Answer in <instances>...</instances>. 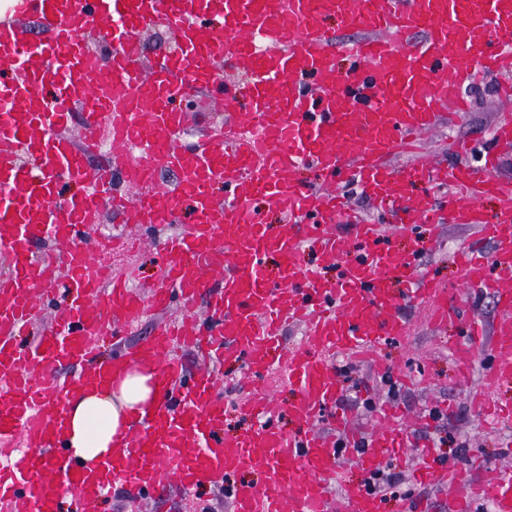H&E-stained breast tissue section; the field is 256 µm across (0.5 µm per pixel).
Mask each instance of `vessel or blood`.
I'll use <instances>...</instances> for the list:
<instances>
[{
    "instance_id": "obj_1",
    "label": "vessel or blood",
    "mask_w": 512,
    "mask_h": 512,
    "mask_svg": "<svg viewBox=\"0 0 512 512\" xmlns=\"http://www.w3.org/2000/svg\"><path fill=\"white\" fill-rule=\"evenodd\" d=\"M31 16L42 38L25 31ZM329 17L359 38L339 39L325 26ZM96 20L112 46L107 63L78 39ZM154 22L179 51L150 66L135 32ZM258 38L265 49L255 48ZM340 50L353 60L343 77ZM224 60L248 82L223 78ZM5 69L13 77L0 82V254L11 269L0 274V455L10 464L0 468V512H99L109 489L154 496L169 476L186 490L225 487L231 512H334L339 504L383 512L378 494L342 485L334 437L311 424L339 399V354L387 372L377 341L408 333L389 288L396 277L414 283L407 304H427L433 325L467 323L469 340L454 350L465 375L481 355V330L467 315L471 294L495 297L491 365L471 405L486 418L512 412L491 397L512 384V182L498 176L494 155L479 168L421 159L402 171L391 162L394 151L418 149L447 114L470 109L466 86L512 73V0H15L0 19ZM189 88L214 91L230 118L198 146L178 144L187 114L171 106ZM73 119L81 136L69 130ZM103 135L106 154L96 149ZM22 155L28 166L18 165ZM305 163L329 181L356 184L378 207L399 208L401 231L445 219L475 227L458 252L460 288L428 279L415 260L385 247L386 226L359 220L344 235L335 223L341 197L294 180ZM166 170L173 184L160 183ZM430 181L455 183L467 202L444 207L434 195H408V184ZM217 184L225 190L220 200ZM483 196L500 201L495 223L483 219ZM257 197L283 214V224H265ZM187 199L196 218L160 244L159 276L146 294L82 246L103 212L166 225ZM41 238L55 243L57 256L34 257L30 244ZM306 245L337 267L336 281L301 263ZM349 248L355 256L347 261ZM272 252L286 271L277 281L264 272ZM65 281L69 302L38 342H27L41 300L55 298ZM204 297L203 333L192 311ZM174 300L181 320L125 352H100L101 337L123 335L144 302L162 310ZM287 324L302 328L301 342L272 361ZM185 349L242 362L238 405L255 419L249 431L224 434L223 394L208 373L187 378L178 356ZM138 359L156 367L158 403L111 455L84 463L65 444L68 401L107 386L116 369ZM63 364L80 370L60 378ZM275 374L297 389L292 411L306 424L301 432H284L278 408L259 391ZM402 433V420L385 410L364 448L346 454L375 473ZM258 467L262 484L237 481ZM414 475L448 488L450 512H473L479 500L512 512L511 469L473 483L425 450Z\"/></svg>"
}]
</instances>
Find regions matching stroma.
<instances>
[{
	"label": "stroma",
	"instance_id": "obj_1",
	"mask_svg": "<svg viewBox=\"0 0 512 512\" xmlns=\"http://www.w3.org/2000/svg\"><path fill=\"white\" fill-rule=\"evenodd\" d=\"M497 85V79L484 78L469 86L467 95L472 101L471 110L425 134L421 143L422 154L450 165H483L492 144L495 125L504 115H512V100L500 99ZM458 140L469 142L467 155L453 153L452 145ZM413 232V236L434 234L438 237L436 244L418 258L424 274L446 284L458 285L456 255L460 245L473 237V227L447 223L436 231L428 225L418 224ZM180 314L179 307L175 305L164 311L144 307L129 331L113 341L112 351L120 352L145 342L160 325ZM407 316L411 328L409 339L389 338L378 347L380 359L388 365L393 379L400 382L398 396H389L378 376L365 365L339 358V365L349 368L348 373L340 377L342 397L337 408L325 409L320 414L315 426L323 432L335 431L336 414L341 411L351 415L362 430H370L376 415L356 401L359 386L367 385L368 395L377 406L393 404L401 409L415 438L414 446L402 449L397 458L391 460L389 470L401 476L404 487L414 490L415 500H427L432 512H448V497L442 490L432 485L417 484L413 479L412 470L420 445L433 448L438 456L460 455L461 466L469 478L485 482L500 470L512 468V439H504L494 426L482 425L469 404L471 390L481 383L490 363L488 357H481L469 378L461 377L451 350L465 339L463 325L431 326L420 309L408 310ZM435 408L442 411V420L431 419L430 412ZM107 512L229 510L220 489L205 488L194 497L187 498L180 495L176 484L171 482L157 500L135 501L127 499L121 492H113Z\"/></svg>",
	"mask_w": 512,
	"mask_h": 512
}]
</instances>
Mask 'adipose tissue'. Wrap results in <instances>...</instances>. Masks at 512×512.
I'll use <instances>...</instances> for the list:
<instances>
[{"mask_svg":"<svg viewBox=\"0 0 512 512\" xmlns=\"http://www.w3.org/2000/svg\"><path fill=\"white\" fill-rule=\"evenodd\" d=\"M158 399L155 368L138 361L128 363L109 388L70 402L68 449L88 462L110 455L134 418L154 407Z\"/></svg>","mask_w":512,"mask_h":512,"instance_id":"obj_1","label":"adipose tissue"}]
</instances>
